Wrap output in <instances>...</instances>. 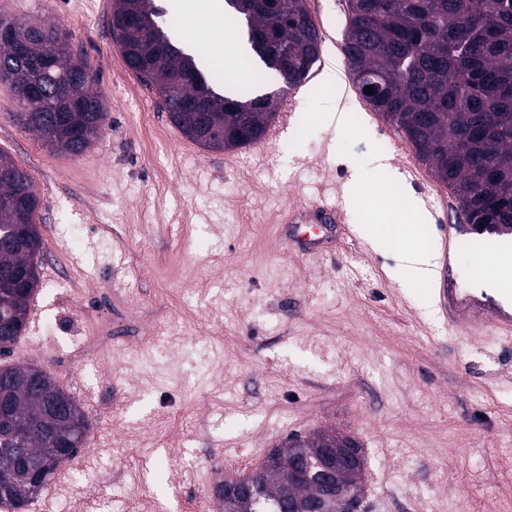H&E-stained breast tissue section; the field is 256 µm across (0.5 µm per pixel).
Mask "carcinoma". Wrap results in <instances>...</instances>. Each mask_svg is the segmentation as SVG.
<instances>
[{"label": "carcinoma", "mask_w": 512, "mask_h": 512, "mask_svg": "<svg viewBox=\"0 0 512 512\" xmlns=\"http://www.w3.org/2000/svg\"><path fill=\"white\" fill-rule=\"evenodd\" d=\"M224 18L246 25L251 50L265 71L293 89L310 76L320 41L306 0H225ZM349 27L343 41L350 75L377 72L376 96L361 93L411 143L419 161L450 189L455 212L468 232L512 235V0H348ZM154 0H115L112 27L125 64L155 90L171 123L209 150L233 149L257 139L278 102L248 107L254 92L227 96L220 70L205 77L193 55L152 23ZM54 61L43 81L37 63ZM57 27L30 44L26 57L0 41V78L10 82L24 109V129L44 145L81 153L104 132L108 111L93 91L88 69L77 77ZM0 273L24 272L25 279L0 278V354L23 335L29 302L39 286L36 259L43 238L34 215L39 197L30 174L0 151ZM9 389L11 416L32 427L25 441L30 461L6 485L0 505L14 509L38 498L56 470L85 447L88 419L75 398L45 373L30 376L25 364L0 366ZM69 406L49 414V401ZM319 465L308 474L302 495L321 494ZM215 495L222 512H288L292 502L272 484L258 483L243 502Z\"/></svg>", "instance_id": "carcinoma-1"}]
</instances>
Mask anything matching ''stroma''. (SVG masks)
I'll return each mask as SVG.
<instances>
[{"mask_svg": "<svg viewBox=\"0 0 512 512\" xmlns=\"http://www.w3.org/2000/svg\"><path fill=\"white\" fill-rule=\"evenodd\" d=\"M113 0H8L15 18L49 20L85 59L110 123L78 156L22 129L0 79V150L31 175L44 240L40 284L24 334L0 364L51 373L78 401L85 448L51 481L44 512H217V482L254 472L293 435L333 428L367 459L365 505L416 512H489L512 496V236L450 235L432 286L374 252L359 208L303 252L281 227L285 209L325 197L359 172L364 194L402 167L398 134L357 90L308 79L286 133L233 162L185 138L125 64ZM336 65L346 0H307Z\"/></svg>", "mask_w": 512, "mask_h": 512, "instance_id": "obj_1", "label": "stroma"}]
</instances>
